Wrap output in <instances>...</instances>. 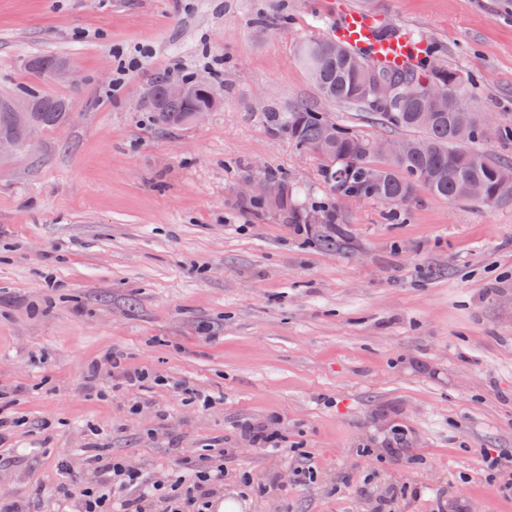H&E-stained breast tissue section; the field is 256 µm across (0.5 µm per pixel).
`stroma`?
<instances>
[{
  "label": "stroma",
  "mask_w": 512,
  "mask_h": 512,
  "mask_svg": "<svg viewBox=\"0 0 512 512\" xmlns=\"http://www.w3.org/2000/svg\"><path fill=\"white\" fill-rule=\"evenodd\" d=\"M427 44L493 115L486 154L512 162V0H0V95L64 99L68 123L0 157V497L51 512L60 462L80 492L96 445L175 476L219 456L241 512H512L483 449L512 458V205L347 202L317 155L267 123L305 104L398 139L361 105L325 100L295 59L340 8ZM152 50L113 88V49ZM67 58L74 80L29 72ZM204 78L222 105L158 129L156 77ZM274 172L329 206L340 246L241 187ZM164 377L141 391L88 369ZM219 396L211 408L199 397ZM266 422L258 449L242 423ZM403 441L394 444V430ZM107 361L112 367V378L122 390H139L143 383L153 377V374L147 369L130 371L123 367L122 357L118 353H112ZM243 428L245 436L254 445H257V448L278 449L275 447H277L280 435L275 430H271L266 425L259 424H245Z\"/></svg>",
  "instance_id": "1"
}]
</instances>
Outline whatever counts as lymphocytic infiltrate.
I'll use <instances>...</instances> for the list:
<instances>
[{
    "mask_svg": "<svg viewBox=\"0 0 512 512\" xmlns=\"http://www.w3.org/2000/svg\"><path fill=\"white\" fill-rule=\"evenodd\" d=\"M95 478L79 495L59 483L55 505L59 512H210V500L224 484L222 465L205 456H188L175 481L144 475L128 461L112 455L94 457Z\"/></svg>",
    "mask_w": 512,
    "mask_h": 512,
    "instance_id": "1",
    "label": "lymphocytic infiltrate"
}]
</instances>
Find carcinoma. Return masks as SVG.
Masks as SVG:
<instances>
[{
    "label": "carcinoma",
    "mask_w": 512,
    "mask_h": 512,
    "mask_svg": "<svg viewBox=\"0 0 512 512\" xmlns=\"http://www.w3.org/2000/svg\"><path fill=\"white\" fill-rule=\"evenodd\" d=\"M296 60L306 70L321 96L338 103L366 105L378 113L379 119L395 127L420 132L417 137L404 139L407 153L390 161H378L368 153L370 139L347 125L324 118L306 105L286 113L271 110L267 119L271 129L282 132L294 144L316 153L321 160L325 178L344 195L357 194L372 201L395 202V207L407 205L417 186L422 185L432 194L450 201H467L466 190L471 182L483 189L484 205L512 204V197L500 193L502 181L512 178V162H497L471 145L486 136L481 113L468 104V87L454 70L439 67L431 76L422 78L415 72L395 73L360 63L357 55L330 39L303 40L296 47ZM66 63L55 57L31 56L28 69L38 75ZM380 81L394 87L397 97L387 101L366 92ZM168 78L155 79L146 101L153 112L155 124L163 129L191 125L194 112L214 111L220 104L213 84H201L196 78L182 81L189 95L170 99L165 93ZM413 83L421 90L442 87L448 92V111L437 119L423 123L418 114L426 111L418 98L402 95L405 84ZM19 99L0 98L1 106L12 105ZM32 110L40 129L47 130L66 123L70 112L60 98L36 90L25 93L21 100ZM463 123L468 128L465 136L455 133V126ZM277 210L289 215L295 223H309L308 215L301 214L299 192L287 186V194Z\"/></svg>",
    "instance_id": "carcinoma-1"
}]
</instances>
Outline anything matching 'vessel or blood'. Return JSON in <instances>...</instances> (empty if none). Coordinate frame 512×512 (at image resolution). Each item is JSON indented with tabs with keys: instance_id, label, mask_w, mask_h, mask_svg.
Wrapping results in <instances>:
<instances>
[{
	"instance_id": "vessel-or-blood-1",
	"label": "vessel or blood",
	"mask_w": 512,
	"mask_h": 512,
	"mask_svg": "<svg viewBox=\"0 0 512 512\" xmlns=\"http://www.w3.org/2000/svg\"><path fill=\"white\" fill-rule=\"evenodd\" d=\"M331 32L351 52L392 70H414L425 57L423 40L387 33L372 14L362 10L340 11Z\"/></svg>"
}]
</instances>
